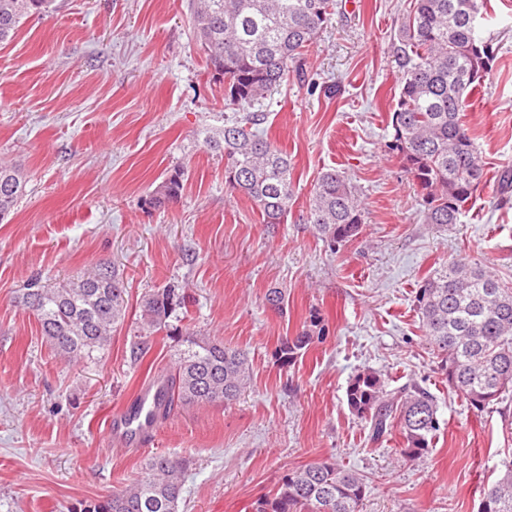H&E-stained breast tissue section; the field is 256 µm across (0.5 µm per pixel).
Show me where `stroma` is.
Masks as SVG:
<instances>
[{"mask_svg": "<svg viewBox=\"0 0 512 512\" xmlns=\"http://www.w3.org/2000/svg\"><path fill=\"white\" fill-rule=\"evenodd\" d=\"M413 0H336L328 26L259 106L293 167L284 223L264 224L230 191L204 142L225 118L224 81L193 34L190 0H56L0 44V163L25 191L0 222V512H82L143 473L156 454L185 460L179 512H253L284 475L328 460L366 477L362 512H478L512 462V393L484 410L449 389L414 306L449 259L480 264L512 287V0L481 21L495 50L467 101L487 178L456 224H428L422 195L386 144L399 93L392 41ZM343 173L365 224L329 249L306 217L318 176ZM180 173L177 203L156 205ZM109 262L127 280L125 321L101 358L77 362L47 343L19 297ZM183 288L179 333L247 351L236 400L175 407L138 450L111 445L106 422L139 386L175 365L177 335L147 338L132 362L142 297ZM283 289L288 313L264 301ZM319 314L327 329L285 366L283 339ZM388 388L415 382L441 431L408 461L399 428L379 442L345 391L359 370Z\"/></svg>", "mask_w": 512, "mask_h": 512, "instance_id": "1", "label": "stroma"}]
</instances>
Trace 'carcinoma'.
Here are the masks:
<instances>
[{"mask_svg": "<svg viewBox=\"0 0 512 512\" xmlns=\"http://www.w3.org/2000/svg\"><path fill=\"white\" fill-rule=\"evenodd\" d=\"M192 2L196 41L210 68L224 77V100L242 110L283 81L289 64L314 43L336 6L335 0ZM52 4L0 0V44L13 37L23 18L47 13ZM486 8L487 0H414L396 34L400 91L386 147L399 156L422 192L427 224L459 223L485 183L482 155L461 112L491 70L494 50L480 30ZM263 121L257 112L226 119L218 136H206L205 144L223 153L226 185L253 201L264 223L281 224L292 199V168L288 155L259 131ZM24 188L18 171L0 166V222ZM180 193L176 172L159 187L156 202H173ZM307 222L332 247L361 233V203L336 171L320 176ZM126 293L123 274L102 263L53 288L32 280L20 303L37 316L42 335L58 352L92 361L123 321ZM265 300L278 314H286L288 297L282 289H268ZM415 302L449 388L477 410L512 390V288L475 263L453 259L422 281ZM184 306L175 285L145 296L140 336L168 327V319ZM325 333L313 318L311 328L281 344L279 360L294 364ZM175 357L174 369L162 379L166 405L161 419L177 403L232 401L251 382L247 353L208 336L185 335ZM346 402L369 425L376 442L398 420L400 454L407 460L426 453L441 430L436 400L427 389L414 383L389 390L375 370H360L350 379ZM366 488L361 473L314 462L285 475L275 496L259 502L256 512H360ZM182 492L179 462L158 455L146 463L141 478L81 512H178ZM480 512H512V465L484 490Z\"/></svg>", "mask_w": 512, "mask_h": 512, "instance_id": "obj_1", "label": "carcinoma"}]
</instances>
